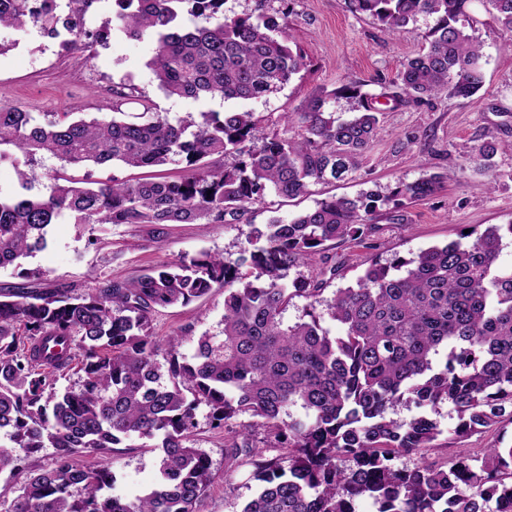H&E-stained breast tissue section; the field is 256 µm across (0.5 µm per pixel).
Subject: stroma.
Listing matches in <instances>:
<instances>
[{
    "instance_id": "stroma-1",
    "label": "stroma",
    "mask_w": 512,
    "mask_h": 512,
    "mask_svg": "<svg viewBox=\"0 0 512 512\" xmlns=\"http://www.w3.org/2000/svg\"><path fill=\"white\" fill-rule=\"evenodd\" d=\"M284 9L305 66L283 89L262 101L168 97L147 66L155 48L152 39H110L87 61L60 53L56 41L42 37L28 23L21 29H0V42L8 46L0 55V103L23 106L39 117L83 112L105 107L113 87L132 84L171 118L250 109L262 118L267 132H279L283 113L298 111L317 90L357 81L369 92H380L381 80L393 78L401 63L417 53L433 24L423 18L409 29L388 32L371 18L351 12L346 0H225L223 6L229 16ZM465 24L484 44L483 89L469 98L384 104L382 130L347 179L313 186L310 194L296 199L267 196L233 224H169L158 234L146 224L62 222L51 226L46 248L24 259L22 267L39 272L42 283H65L81 293L93 283L130 280L185 255L220 253L234 262L252 228L271 217L290 220L334 195L367 191L387 195L398 183L430 174L446 178L439 193L382 207L363 241L326 250L327 264L340 267L331 288L354 283L371 259L409 258L429 246L457 240L464 230L512 222V29L495 21L484 0H472ZM489 130L503 144L492 169L464 168L465 157ZM223 316L224 291L215 287L188 305L158 309L151 330L160 339L174 333L188 335L181 352L189 357L195 351V337L219 332ZM437 419L442 434L436 447L425 451L430 459L443 461L462 449L481 448L496 440L512 444V424L460 438L454 433L458 419L453 410L441 407ZM196 420L193 439L209 455L216 474L199 512H241L258 486L252 469L245 466L225 477L223 430L211 427L206 408L198 409ZM114 458L117 493L132 496L153 481L158 455L142 448L137 438L123 440Z\"/></svg>"
}]
</instances>
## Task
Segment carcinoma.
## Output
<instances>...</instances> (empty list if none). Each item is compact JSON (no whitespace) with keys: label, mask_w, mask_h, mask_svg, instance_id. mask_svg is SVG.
I'll return each instance as SVG.
<instances>
[{"label":"carcinoma","mask_w":512,"mask_h":512,"mask_svg":"<svg viewBox=\"0 0 512 512\" xmlns=\"http://www.w3.org/2000/svg\"><path fill=\"white\" fill-rule=\"evenodd\" d=\"M467 2L348 0L390 32L435 18L425 45L388 82L392 100L467 98L483 87V46L459 24ZM487 3L512 29V0ZM223 5L112 0V19L94 31L54 14L46 0H0V28L39 22L87 60L112 30L149 37L148 67L167 96L260 101L301 71L303 56L292 47L287 16L231 17ZM363 87L349 81L312 95L284 115L285 133L271 136L251 110L170 120L132 85L112 89L106 112H56L41 121L0 106V158L14 157L22 189L0 195V268L26 279L0 292V432L11 443L0 448V473L18 468L17 448L27 457L52 448L56 459L50 470L29 471L19 494L0 500V512H197L215 479L209 456L191 442L202 405L215 428L243 412L263 419L265 448L285 449L266 459L244 432L224 439V477L250 465L261 482L242 512H357L362 499L376 512H512V446L396 465L434 447L441 429L433 415L443 405L457 413L458 435L512 424V267L499 262L512 223L473 240L463 233L410 259H374L356 286L329 297L336 265L289 278L327 243L368 233L379 208L434 195L440 175L402 182L388 196L322 199L287 222L273 217L253 229L233 264L205 252L80 294L64 283L36 287L28 280L39 274L21 268L62 220L223 224L270 193L293 199L345 178L380 133L377 95ZM347 94L358 107L343 118L328 104ZM131 104L139 110L134 120L126 119ZM498 149L490 134L469 163L488 170ZM229 156L234 163H222ZM47 157L63 169L119 163L152 174L109 182L56 174L40 194L35 167ZM174 157L184 163L178 179L162 174ZM215 286L224 288L222 335L198 337L189 359L180 353L186 337L152 335L157 308L187 305ZM296 297L309 301L308 319L287 324ZM325 315L339 334L323 328ZM72 369L81 373L77 385L57 390V374ZM400 406L415 414L394 418ZM294 408L305 419H292ZM132 437L159 456L154 483L127 497L113 493L107 459ZM80 450L98 464L75 466Z\"/></svg>","instance_id":"carcinoma-1"}]
</instances>
